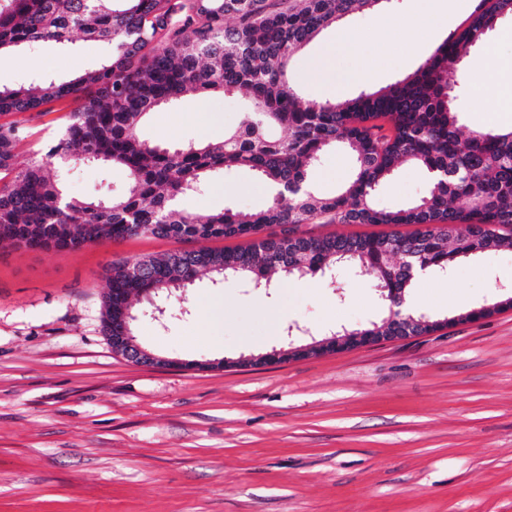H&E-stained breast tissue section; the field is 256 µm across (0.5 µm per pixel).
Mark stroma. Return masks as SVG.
Masks as SVG:
<instances>
[{"mask_svg": "<svg viewBox=\"0 0 512 512\" xmlns=\"http://www.w3.org/2000/svg\"><path fill=\"white\" fill-rule=\"evenodd\" d=\"M479 0H439L412 29L418 0H381L344 19L377 53V86L417 69L461 30ZM330 28L295 58L300 96L322 100L312 62L336 39ZM107 56L75 36L0 53V78L26 86L69 80ZM247 106L245 93L189 95L140 124L156 143L219 142ZM71 100L20 114L17 152L56 138ZM354 157L326 151L310 174L331 196L350 178ZM117 169H65L69 196L118 195ZM242 169L214 173L181 207L200 214L253 211L267 193ZM427 188L406 165L375 203H411ZM244 238L199 243L153 236L77 250L0 246V512H512V308L458 321L459 313L512 296V248L457 262L415 284L410 303L448 328L275 365L238 358L323 339L388 315L371 279L346 265L306 282L280 281L265 293L247 282L199 276L170 299V316L134 324L139 345L180 360L144 366L113 351L103 333L105 268L173 251L234 250ZM211 361L207 370L195 361Z\"/></svg>", "mask_w": 512, "mask_h": 512, "instance_id": "35a3bbf8", "label": "stroma"}]
</instances>
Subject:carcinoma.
Returning <instances> with one entry per match:
<instances>
[{
    "label": "carcinoma",
    "mask_w": 512,
    "mask_h": 512,
    "mask_svg": "<svg viewBox=\"0 0 512 512\" xmlns=\"http://www.w3.org/2000/svg\"><path fill=\"white\" fill-rule=\"evenodd\" d=\"M379 0H0V52L44 40L66 45L73 35L111 47L109 59L80 77L45 79L15 88L0 79V242L29 249H76L135 235L209 240L286 227L284 237L233 251L205 248L140 257L106 269L104 332L112 308L154 288L165 301L202 272L218 280L244 277L255 288L277 287L272 275L304 278L355 264L368 275L389 317L381 324L337 330V336H392L397 326L417 335L431 317L396 304L415 277L396 260L444 272L455 260L497 250L512 230V131L466 126L456 110L448 73L474 61L472 49L512 0H480L461 31L451 34L414 72L376 90L336 102L303 99L290 81L296 54L323 30ZM92 94L70 113L61 137L16 165L25 138L13 120L54 101ZM247 93L238 125L219 143L171 147L137 133L155 108L190 92ZM284 128L288 137L272 131ZM357 158L344 190L321 197L309 189V169L329 147ZM58 159L109 164L127 176L109 200L70 197ZM428 174L425 194L400 209L376 206L379 186L399 165ZM256 173L270 189L265 208H229L198 216L178 201L217 170ZM338 224H412L409 234L304 236L294 229L317 218Z\"/></svg>",
    "instance_id": "obj_1"
}]
</instances>
